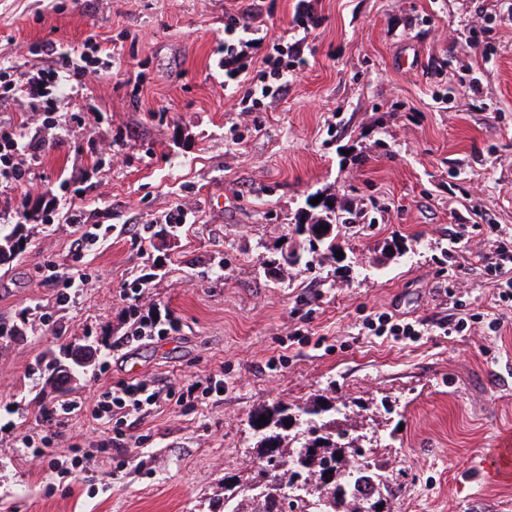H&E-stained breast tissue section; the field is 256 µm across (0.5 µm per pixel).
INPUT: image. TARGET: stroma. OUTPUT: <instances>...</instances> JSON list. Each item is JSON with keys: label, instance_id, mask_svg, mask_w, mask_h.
<instances>
[{"label": "stroma", "instance_id": "1", "mask_svg": "<svg viewBox=\"0 0 512 512\" xmlns=\"http://www.w3.org/2000/svg\"><path fill=\"white\" fill-rule=\"evenodd\" d=\"M247 3L0 0V67L22 88L0 124L40 145L27 183L0 186V225L34 212L28 246L0 264V322L27 326L0 349V512H224L225 481L252 475L251 413L318 396L361 462L393 470L383 512H512V478L476 471L512 436V306L481 230L512 235V15L494 0H264L253 27L287 32L304 66L250 117L239 101L269 48L235 79L224 61V23ZM91 41L110 67L73 91L42 81ZM319 196L344 220L340 259L282 264ZM180 208L190 222L171 229ZM90 223L107 233L74 260ZM53 268L99 286L58 305ZM135 288L170 312L163 337L123 342ZM373 311L417 336L373 335ZM78 344L97 349L86 374L63 389L40 377ZM218 373L223 395L203 402L106 425L60 413L122 380L178 391ZM50 409L58 454L119 430L123 449L50 473L21 443Z\"/></svg>", "mask_w": 512, "mask_h": 512}]
</instances>
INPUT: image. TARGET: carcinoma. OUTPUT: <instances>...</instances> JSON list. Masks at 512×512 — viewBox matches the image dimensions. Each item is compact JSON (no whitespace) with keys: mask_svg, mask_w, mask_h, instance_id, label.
Segmentation results:
<instances>
[{"mask_svg":"<svg viewBox=\"0 0 512 512\" xmlns=\"http://www.w3.org/2000/svg\"><path fill=\"white\" fill-rule=\"evenodd\" d=\"M21 221L7 226L0 225V259L11 258L21 252L20 242L26 225L27 213H19ZM313 240L323 244L330 254L336 253V211L325 206L324 215L311 224L300 225ZM336 407L319 397L298 407V413L309 423L321 422L310 427L311 436L298 448L288 447V429L297 416L280 404L262 405L249 418L250 426L257 435L256 454L253 457L254 472L266 467V450L278 449L280 469L263 481L269 490L265 499H242L245 508L239 512H308L317 505L319 512H377L382 495L388 491L383 475L372 469H358L348 461L346 450L352 442L346 433L336 431L332 411ZM268 422H259L260 416ZM335 472V485L324 486V474Z\"/></svg>","mask_w":512,"mask_h":512,"instance_id":"carcinoma-1","label":"carcinoma"}]
</instances>
